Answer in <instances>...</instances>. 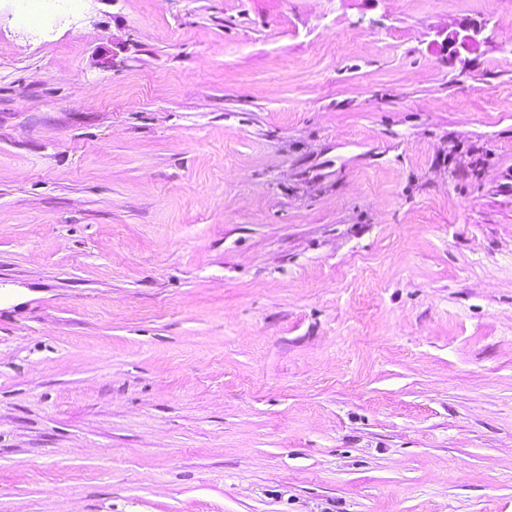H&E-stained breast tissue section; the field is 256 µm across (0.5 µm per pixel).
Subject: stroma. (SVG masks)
<instances>
[{
    "instance_id": "1",
    "label": "stroma",
    "mask_w": 512,
    "mask_h": 512,
    "mask_svg": "<svg viewBox=\"0 0 512 512\" xmlns=\"http://www.w3.org/2000/svg\"><path fill=\"white\" fill-rule=\"evenodd\" d=\"M12 8L0 512H512V0ZM15 20L18 24L35 28L58 11L61 1L56 0H19L16 1ZM483 31L484 27L482 26H471L463 29L464 34L457 31L447 34L444 41L448 47L459 45L462 48L470 49L481 42Z\"/></svg>"
}]
</instances>
